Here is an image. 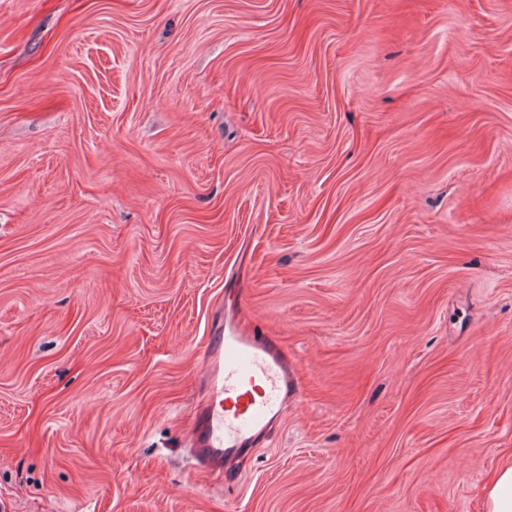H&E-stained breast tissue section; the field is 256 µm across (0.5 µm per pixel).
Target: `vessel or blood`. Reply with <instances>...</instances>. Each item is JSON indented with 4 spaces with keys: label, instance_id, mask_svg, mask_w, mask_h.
Masks as SVG:
<instances>
[{
    "label": "vessel or blood",
    "instance_id": "1",
    "mask_svg": "<svg viewBox=\"0 0 512 512\" xmlns=\"http://www.w3.org/2000/svg\"><path fill=\"white\" fill-rule=\"evenodd\" d=\"M219 314L203 347L204 396L187 434L195 469L232 477L257 439L301 396L295 366L271 337L246 336Z\"/></svg>",
    "mask_w": 512,
    "mask_h": 512
}]
</instances>
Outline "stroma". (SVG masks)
I'll return each mask as SVG.
<instances>
[{"label":"stroma","mask_w":512,"mask_h":512,"mask_svg":"<svg viewBox=\"0 0 512 512\" xmlns=\"http://www.w3.org/2000/svg\"><path fill=\"white\" fill-rule=\"evenodd\" d=\"M238 289L302 399L190 468ZM512 452V0H0V512H480Z\"/></svg>","instance_id":"35a3bbf8"}]
</instances>
